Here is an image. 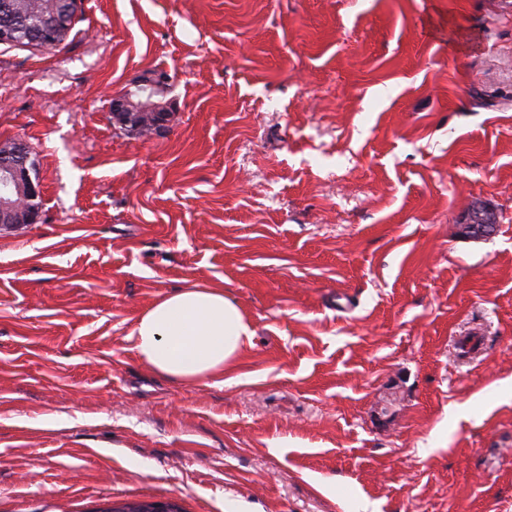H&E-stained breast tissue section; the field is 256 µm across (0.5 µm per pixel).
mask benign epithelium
<instances>
[{
  "label": "benign epithelium",
  "mask_w": 512,
  "mask_h": 512,
  "mask_svg": "<svg viewBox=\"0 0 512 512\" xmlns=\"http://www.w3.org/2000/svg\"><path fill=\"white\" fill-rule=\"evenodd\" d=\"M79 0H57L54 8L45 14L41 23L31 27L22 21L17 0H0V40L3 42L46 44V39L57 41L62 33L61 20L72 13ZM113 119L121 124L136 123L130 96L117 98L112 104ZM25 142L17 139L14 149L0 155V227L15 224H34L39 210L34 201L40 196V184L30 176Z\"/></svg>",
  "instance_id": "1"
}]
</instances>
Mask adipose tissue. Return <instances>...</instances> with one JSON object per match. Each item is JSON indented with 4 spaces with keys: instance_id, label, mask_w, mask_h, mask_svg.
<instances>
[{
    "instance_id": "ef3b65f1",
    "label": "adipose tissue",
    "mask_w": 512,
    "mask_h": 512,
    "mask_svg": "<svg viewBox=\"0 0 512 512\" xmlns=\"http://www.w3.org/2000/svg\"><path fill=\"white\" fill-rule=\"evenodd\" d=\"M254 331L239 304L216 284L181 288L137 318L140 360L163 377L198 383L235 368Z\"/></svg>"
}]
</instances>
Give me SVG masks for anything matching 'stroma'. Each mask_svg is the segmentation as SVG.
Masks as SVG:
<instances>
[{
  "label": "stroma",
  "instance_id": "obj_1",
  "mask_svg": "<svg viewBox=\"0 0 512 512\" xmlns=\"http://www.w3.org/2000/svg\"><path fill=\"white\" fill-rule=\"evenodd\" d=\"M161 75L166 127L115 123ZM16 138L0 512H512V0H80L0 46ZM203 283L252 343L163 379L135 321ZM11 152L0 155V227L15 224H34L39 218L36 204L24 205L15 200L14 193L25 195L27 201L34 202L40 196V184L30 176L25 142L16 139Z\"/></svg>",
  "mask_w": 512,
  "mask_h": 512
}]
</instances>
